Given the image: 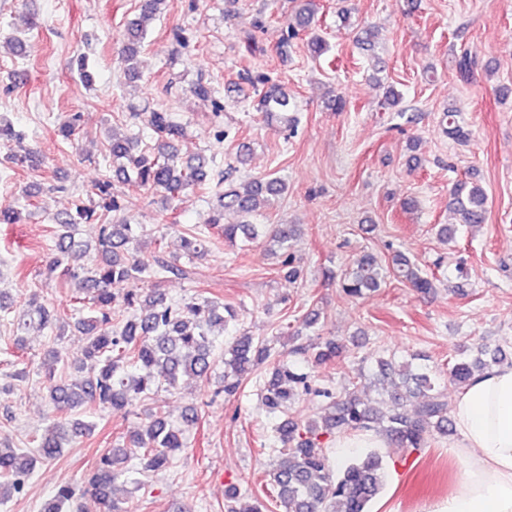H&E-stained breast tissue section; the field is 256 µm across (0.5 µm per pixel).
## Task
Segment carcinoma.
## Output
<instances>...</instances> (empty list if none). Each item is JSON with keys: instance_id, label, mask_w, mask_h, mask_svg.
<instances>
[{"instance_id": "1", "label": "carcinoma", "mask_w": 512, "mask_h": 512, "mask_svg": "<svg viewBox=\"0 0 512 512\" xmlns=\"http://www.w3.org/2000/svg\"><path fill=\"white\" fill-rule=\"evenodd\" d=\"M166 0H140L139 18L130 22L121 54L129 63L134 79L141 77L140 55L145 39L144 24L160 13ZM311 0L288 16L286 41L306 35L314 20ZM478 62L464 51L456 59V72L461 80H469ZM262 88H253L252 107L266 117H278L288 128L294 119L288 113L295 104L288 91L277 83L261 81ZM443 122L448 134L461 144L469 141L470 131L462 113L447 108ZM147 125L157 144L140 147L136 138L112 135L109 150L115 174L123 183L158 193L171 201L192 188L211 183L217 187L218 206L207 219L206 229L214 230L231 245L237 240L255 241L265 238L282 252L281 271L288 280L299 278L301 269L292 252L299 235L296 224H255L252 218L263 214L271 200L287 190L281 177L254 178L236 184L224 175H214L210 160L197 152L180 156L176 142L184 136L183 126L164 109L148 113ZM11 162L30 172L41 170L42 158L35 148L11 157ZM111 183L99 185L101 204L94 208L77 199L75 210L54 219L53 248L48 268L61 281H78L74 299L90 301L93 314L82 322L86 343L79 356L70 360L79 377L70 383L54 381V365L64 361L56 348L46 351L53 367L49 368V399L64 420H54L43 433L34 437L35 447L0 448V502L22 491L26 478L36 463L55 459L70 435L90 431L94 424L72 418V413L92 406L124 408L135 401L150 398L161 386L177 387L180 379H208L215 365L213 352L216 337L224 335V315H233L231 308L220 312L210 300L168 303L153 280L179 271L176 260H169L161 251L152 259L140 255L136 242L143 232L134 224L108 222L111 213L120 210L111 195ZM456 210L462 224H481L487 213V197L477 185L460 183L452 190ZM234 211L246 218L241 224L224 223V212ZM93 224L98 229L95 244L78 241L75 225ZM208 236L195 226L181 236L184 255L202 257L207 252ZM405 282L423 292L435 287L434 277L426 274L408 255L394 251L387 263L371 254L360 256L341 278L343 292L352 298H363L377 291L389 278ZM129 284L120 294L115 286ZM123 316L121 326L112 324L113 317ZM26 316L43 327H57L63 317L57 308L31 297ZM343 345L334 339L316 344L313 362L330 360ZM269 345L243 332L224 346V385L227 395L236 393L241 378L254 366L268 358ZM512 358L496 347L480 349L471 359L455 361L448 368V381L462 387L472 377ZM378 381L385 386L391 409L382 411L360 400L348 390L336 395L327 389H312L309 375L288 360L282 359L272 368L262 388L265 406L272 413L283 412L303 394L315 393L326 400L315 419H285L276 428L285 458L273 472L276 498L283 512H369L370 502L384 485L383 457L376 451L356 455L341 468L332 465L324 443L340 433L372 430L384 436L389 447L398 451L414 450L427 445L428 437H446L453 429L448 418V405L442 391L435 386L431 372L407 362L402 365L399 380L391 378L389 362H378ZM417 402L413 414L406 412ZM185 430L168 419L166 411L157 407L143 427L131 434L126 444L104 454L96 472L84 484H61L43 505V512H65L75 502L89 498L100 512H124L112 497V486L128 473L125 463L138 459L144 472H156L169 466L172 457L185 447Z\"/></svg>"}]
</instances>
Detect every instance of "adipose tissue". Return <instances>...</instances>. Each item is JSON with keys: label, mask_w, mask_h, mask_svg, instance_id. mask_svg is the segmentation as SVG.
<instances>
[{"label": "adipose tissue", "mask_w": 512, "mask_h": 512, "mask_svg": "<svg viewBox=\"0 0 512 512\" xmlns=\"http://www.w3.org/2000/svg\"><path fill=\"white\" fill-rule=\"evenodd\" d=\"M459 489L426 512H512V366L476 374L452 401Z\"/></svg>", "instance_id": "adipose-tissue-1"}]
</instances>
